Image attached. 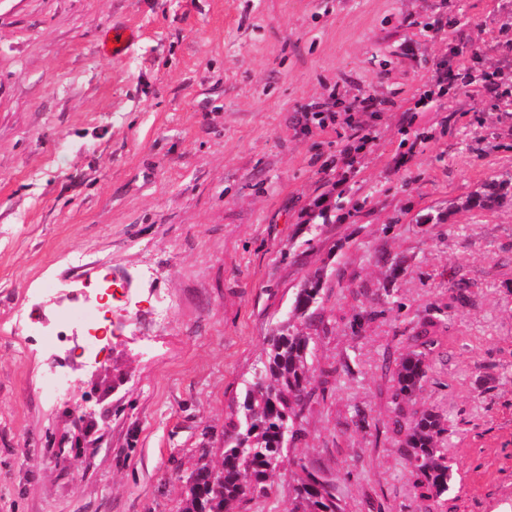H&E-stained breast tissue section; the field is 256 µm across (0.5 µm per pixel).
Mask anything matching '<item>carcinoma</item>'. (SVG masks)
Returning a JSON list of instances; mask_svg holds the SVG:
<instances>
[{"mask_svg":"<svg viewBox=\"0 0 512 512\" xmlns=\"http://www.w3.org/2000/svg\"><path fill=\"white\" fill-rule=\"evenodd\" d=\"M500 198L499 185L491 182L485 191L471 196L468 206L487 208ZM319 283L308 281L294 299L293 317L312 320L311 308L318 302ZM424 324L411 337L413 349L400 358L395 374V399L410 402L422 387L428 365L426 350L434 347L431 328ZM310 337L285 322L268 340L261 366L239 407L224 441V484L211 488L210 472L197 466L187 478L188 493L182 512H236L240 505L267 495L268 480L283 455L281 429L296 426L311 385L307 366ZM405 432L409 448L408 467L414 486L425 500L448 495L453 465L445 448L447 420L435 410L414 412L396 419ZM295 496L288 512H341L335 481L321 477L306 463H297Z\"/></svg>","mask_w":512,"mask_h":512,"instance_id":"obj_1","label":"carcinoma"}]
</instances>
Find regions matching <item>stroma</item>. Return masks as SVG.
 <instances>
[{"instance_id":"1","label":"stroma","mask_w":512,"mask_h":512,"mask_svg":"<svg viewBox=\"0 0 512 512\" xmlns=\"http://www.w3.org/2000/svg\"><path fill=\"white\" fill-rule=\"evenodd\" d=\"M115 26L132 43L100 55ZM104 272L141 304L98 363L20 327ZM310 280L315 393L241 512H284L299 460L344 512H512V0H0V512H180ZM426 409L455 470L432 511L394 425ZM434 326L433 323L423 324L411 337L414 348L400 358L395 374V400L410 402L416 392L421 389L428 368L425 363L427 354L425 351H418L416 348L422 347L423 350H430L434 347L435 340L431 336L434 333L429 329Z\"/></svg>"}]
</instances>
